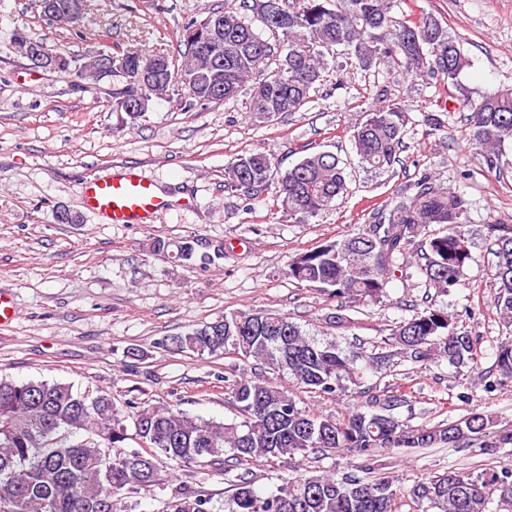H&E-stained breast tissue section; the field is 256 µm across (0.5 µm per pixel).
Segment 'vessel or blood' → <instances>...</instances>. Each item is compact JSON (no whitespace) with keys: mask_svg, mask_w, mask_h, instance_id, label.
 Returning <instances> with one entry per match:
<instances>
[{"mask_svg":"<svg viewBox=\"0 0 512 512\" xmlns=\"http://www.w3.org/2000/svg\"><path fill=\"white\" fill-rule=\"evenodd\" d=\"M80 192L89 209L111 224H144L170 206L159 184L132 168L86 180Z\"/></svg>","mask_w":512,"mask_h":512,"instance_id":"obj_1","label":"vessel or blood"}]
</instances>
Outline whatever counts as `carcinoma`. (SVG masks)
<instances>
[{"label": "carcinoma", "mask_w": 512, "mask_h": 512, "mask_svg": "<svg viewBox=\"0 0 512 512\" xmlns=\"http://www.w3.org/2000/svg\"><path fill=\"white\" fill-rule=\"evenodd\" d=\"M262 29L278 38L271 44L239 12L220 10L185 26L180 42L185 61L180 70L188 98L217 103L234 97L244 82H253L249 119L269 123L283 113L298 112L311 102L326 69L325 52L336 49L360 68L401 66L415 77L439 74L453 87L470 60L463 38L452 35L434 17L398 19L395 0H243ZM162 56L126 51L112 57V75L126 79L112 93V111L131 124L145 110L128 109L134 93L165 95L174 73ZM277 68L262 75L270 60ZM470 112V141L481 164L503 174L505 143L512 142V87L479 99L454 97ZM409 109L397 104L369 112L353 125L352 143L359 164L370 172L396 162L403 148ZM272 170L265 152L242 155L225 170L227 184L248 198L264 191ZM282 209L303 221L328 210L349 195V174L330 152L305 155L280 178ZM470 203L423 174L392 205L373 213L358 232L295 254L288 278L323 288L331 295H356L378 301L399 270L398 260L418 233L439 229L420 244L418 273L440 294L456 288L474 260V237L464 228ZM485 240L496 258L494 305L500 323L512 326V225H485ZM392 343L413 364L432 353L457 368L478 364L477 339L452 326L447 312L433 306L395 326ZM179 352L218 356L229 349L254 358L274 373L288 372L301 385L338 395L347 384L358 386L367 374L389 367L385 353L349 355L331 342L303 332L276 311L232 316L205 323L165 340ZM497 376L487 389L512 382V336L496 351ZM240 423L203 420L168 405L137 407L133 415L141 448L124 450L128 440L125 412L112 396L87 398L72 386L47 380L15 382L0 378V512H116L121 494H139L158 484L163 460L178 465L224 464L294 458L310 449L331 454L355 453L365 470L395 450L481 444L512 446V430L494 431V419L483 413L433 427H413L394 417L396 395L372 398V411L353 410L340 418L315 414L298 406L271 381L246 378L227 385ZM407 494L439 512H489L498 501L512 506V469L479 473L448 471L417 481ZM402 495L394 478L354 472L341 478L330 472L303 475L277 491L261 495L241 474L226 504L227 512H397ZM210 494L202 487L172 492L162 512H211Z\"/></svg>", "instance_id": "obj_1"}]
</instances>
